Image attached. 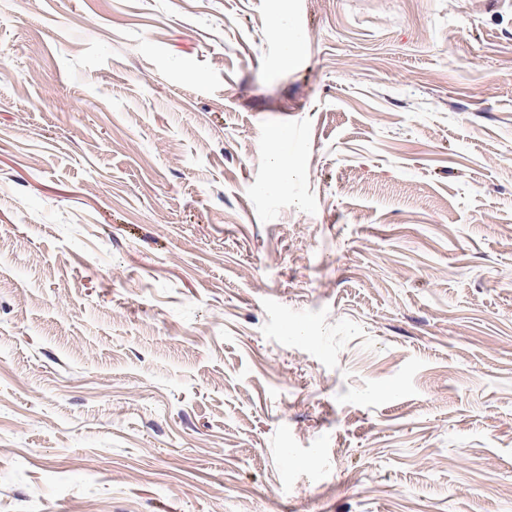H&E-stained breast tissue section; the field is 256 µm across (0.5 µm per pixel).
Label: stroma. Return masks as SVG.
<instances>
[{
	"label": "stroma",
	"instance_id": "obj_1",
	"mask_svg": "<svg viewBox=\"0 0 512 512\" xmlns=\"http://www.w3.org/2000/svg\"><path fill=\"white\" fill-rule=\"evenodd\" d=\"M0 512H512V0H0Z\"/></svg>",
	"mask_w": 512,
	"mask_h": 512
}]
</instances>
